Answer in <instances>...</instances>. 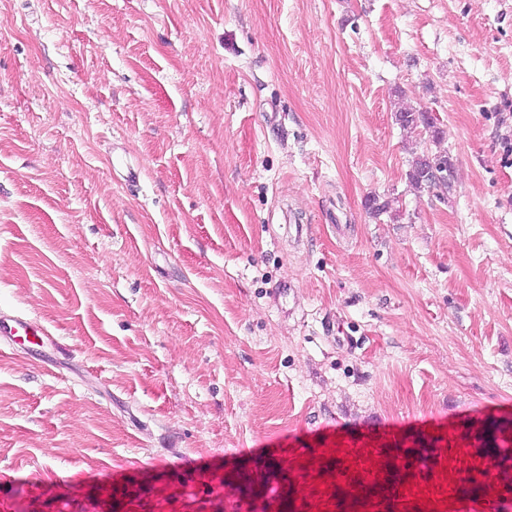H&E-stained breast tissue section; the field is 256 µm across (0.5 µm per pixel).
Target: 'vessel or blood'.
<instances>
[{
  "label": "vessel or blood",
  "mask_w": 512,
  "mask_h": 512,
  "mask_svg": "<svg viewBox=\"0 0 512 512\" xmlns=\"http://www.w3.org/2000/svg\"><path fill=\"white\" fill-rule=\"evenodd\" d=\"M48 337L27 319L0 313L1 345H37ZM483 438L481 423L469 420L394 462L389 449L415 443V436L383 426L348 435L330 430L310 448L289 441L278 450L288 488L270 490L263 508L282 512L288 501L293 512H503L512 481L499 474L498 452L483 451Z\"/></svg>",
  "instance_id": "b4317fda"
}]
</instances>
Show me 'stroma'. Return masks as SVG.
<instances>
[{"label": "stroma", "mask_w": 512, "mask_h": 512, "mask_svg": "<svg viewBox=\"0 0 512 512\" xmlns=\"http://www.w3.org/2000/svg\"><path fill=\"white\" fill-rule=\"evenodd\" d=\"M1 312L50 339L0 348V512L253 507L323 427L497 444L512 0H0ZM397 105L394 111V118L396 124H398L403 131L412 134L422 128L426 132H429L432 139L435 141L442 139V131L436 126L434 118L428 115V112L413 105L404 104L403 102L397 103ZM442 157L445 158L444 162L446 166H448V170H444L446 172L444 178L440 182H429V180L425 177L426 171L431 167L432 162L437 158ZM453 161L449 153H432L429 151H423L421 154L415 155L411 162L408 170V179L409 182L417 189H425L434 187L439 189L441 193H445L448 191V188L451 186V179L453 178Z\"/></svg>", "instance_id": "stroma-1"}]
</instances>
